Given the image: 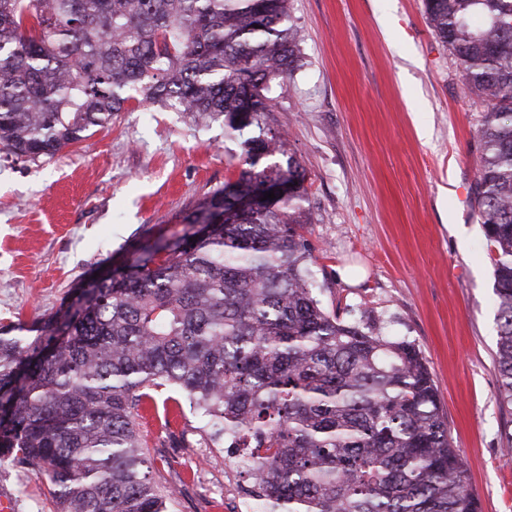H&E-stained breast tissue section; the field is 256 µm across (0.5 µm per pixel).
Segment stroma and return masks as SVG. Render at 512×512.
<instances>
[{
  "instance_id": "35a3bbf8",
  "label": "stroma",
  "mask_w": 512,
  "mask_h": 512,
  "mask_svg": "<svg viewBox=\"0 0 512 512\" xmlns=\"http://www.w3.org/2000/svg\"><path fill=\"white\" fill-rule=\"evenodd\" d=\"M303 67L272 87L268 124L306 171L312 279L329 312L370 313L415 341L480 512H512V452L498 401L493 267L471 187L481 108L429 27L423 0H290ZM224 124L130 101L110 128L47 161L0 151V327L54 314L94 273L171 238L179 218L237 178ZM174 512H245L235 449L182 406L142 427ZM46 476L0 465L14 512H56Z\"/></svg>"
}]
</instances>
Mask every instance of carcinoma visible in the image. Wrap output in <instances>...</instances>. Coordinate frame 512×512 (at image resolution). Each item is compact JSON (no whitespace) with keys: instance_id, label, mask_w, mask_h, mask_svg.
I'll list each match as a JSON object with an SVG mask.
<instances>
[{"instance_id":"carcinoma-1","label":"carcinoma","mask_w":512,"mask_h":512,"mask_svg":"<svg viewBox=\"0 0 512 512\" xmlns=\"http://www.w3.org/2000/svg\"><path fill=\"white\" fill-rule=\"evenodd\" d=\"M483 107L472 194L493 253L501 407L512 410V0H425ZM288 0H0V150L51 159L136 100L241 139L237 180L46 318L0 328V460L57 512H171L140 421L171 387L272 512H479L418 345L321 305L306 173L267 114L303 66ZM239 209L241 197H265ZM215 210L226 215L211 224Z\"/></svg>"}]
</instances>
